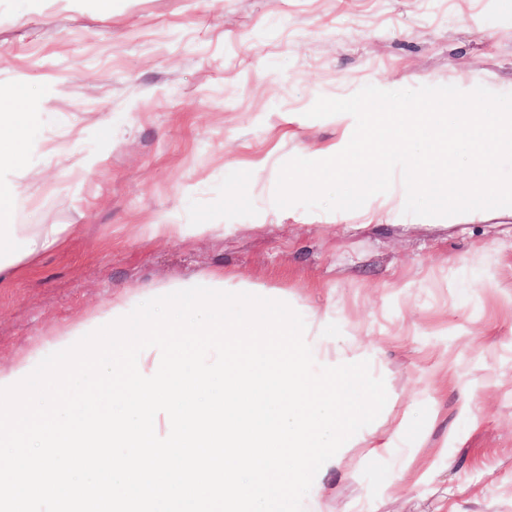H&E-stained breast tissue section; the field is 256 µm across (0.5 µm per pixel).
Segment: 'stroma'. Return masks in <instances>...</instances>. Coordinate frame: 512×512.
<instances>
[{
    "label": "stroma",
    "mask_w": 512,
    "mask_h": 512,
    "mask_svg": "<svg viewBox=\"0 0 512 512\" xmlns=\"http://www.w3.org/2000/svg\"><path fill=\"white\" fill-rule=\"evenodd\" d=\"M369 84L512 93V0H0V93L41 117L0 169L10 221L25 241L80 227L0 276V370L221 270L385 381L304 512H512V207L407 215L399 178L353 212L274 204L284 162L355 129L306 110Z\"/></svg>",
    "instance_id": "35a3bbf8"
}]
</instances>
